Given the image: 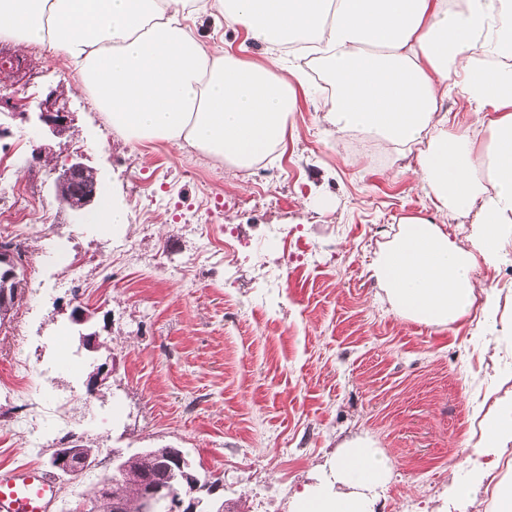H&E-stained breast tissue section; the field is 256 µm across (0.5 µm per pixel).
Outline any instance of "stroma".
<instances>
[{
    "mask_svg": "<svg viewBox=\"0 0 512 512\" xmlns=\"http://www.w3.org/2000/svg\"><path fill=\"white\" fill-rule=\"evenodd\" d=\"M0 56L22 59L6 88L28 103L0 111V160L55 228L25 236V293L0 323V385L26 366L43 393L35 429L19 422L23 395H0V468H46L65 437L96 447L105 474L115 456L167 446L219 477L226 512H292L339 445L360 440L391 468L376 512H494L512 442L484 458L494 481L474 504L448 487L469 477L481 417L512 402V254L477 273L498 302L483 328L427 326L380 300L373 260L428 205L414 154L330 135L309 91L285 151L241 173L187 147L128 144L48 50L0 40ZM50 95L72 115L59 137L37 130ZM77 156L128 204L110 235L55 198L56 170ZM78 301L94 311L83 325ZM99 367L109 376L91 396Z\"/></svg>",
    "mask_w": 512,
    "mask_h": 512,
    "instance_id": "stroma-1",
    "label": "stroma"
}]
</instances>
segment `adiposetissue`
Wrapping results in <instances>:
<instances>
[{"instance_id": "1", "label": "adipose tissue", "mask_w": 512, "mask_h": 512, "mask_svg": "<svg viewBox=\"0 0 512 512\" xmlns=\"http://www.w3.org/2000/svg\"><path fill=\"white\" fill-rule=\"evenodd\" d=\"M203 23L241 30L263 62L216 50ZM0 39L63 56L126 141L187 146L240 171L285 147L315 64L330 89L322 122L414 153L434 205V217H402L371 265L402 317L464 318L475 269L512 250V0H0ZM452 94L464 111L445 109ZM460 218L474 226L468 248L444 229ZM481 428L454 499L475 500L482 457L512 441V404ZM388 474L372 444H345L294 512H375Z\"/></svg>"}]
</instances>
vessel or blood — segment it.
Here are the masks:
<instances>
[{
    "instance_id": "obj_1",
    "label": "vessel or blood",
    "mask_w": 512,
    "mask_h": 512,
    "mask_svg": "<svg viewBox=\"0 0 512 512\" xmlns=\"http://www.w3.org/2000/svg\"><path fill=\"white\" fill-rule=\"evenodd\" d=\"M54 481L36 467L0 470V512H49Z\"/></svg>"
}]
</instances>
